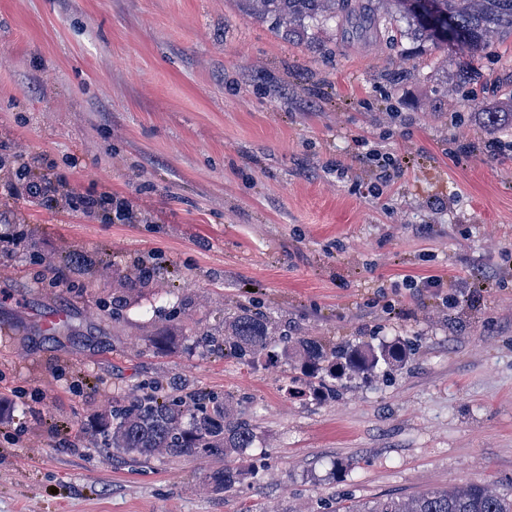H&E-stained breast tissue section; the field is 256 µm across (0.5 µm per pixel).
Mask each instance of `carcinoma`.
Segmentation results:
<instances>
[{
	"label": "carcinoma",
	"instance_id": "obj_1",
	"mask_svg": "<svg viewBox=\"0 0 512 512\" xmlns=\"http://www.w3.org/2000/svg\"><path fill=\"white\" fill-rule=\"evenodd\" d=\"M251 17L270 23L290 36L306 22L342 24L355 22L365 31L378 33L379 11L389 19L406 21L421 40L440 49L466 53L468 62L460 81L481 80L475 58L485 53L490 39L512 36V0H238ZM491 131L512 128V98L501 110L482 112ZM99 267L93 254L69 256L66 269L91 275ZM192 343L207 351L255 365L283 357L301 372L291 377L314 395L335 397L338 383L346 376L364 385L373 383L380 366L401 367L407 348L394 342L354 345L327 342L322 338L292 335L262 312L242 305L224 314V332L195 333ZM107 447L132 458L156 455L222 461L207 474L214 493H224L240 484L246 470L235 465L258 440L255 426L230 398L197 395L184 401L157 394L133 392L112 406V412L97 419ZM342 512H512V498L500 496L487 484L467 483L451 489H432L410 497H385L364 503H349Z\"/></svg>",
	"mask_w": 512,
	"mask_h": 512
}]
</instances>
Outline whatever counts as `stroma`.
Here are the masks:
<instances>
[{"label":"stroma","instance_id":"obj_1","mask_svg":"<svg viewBox=\"0 0 512 512\" xmlns=\"http://www.w3.org/2000/svg\"><path fill=\"white\" fill-rule=\"evenodd\" d=\"M459 60L402 21L283 38L236 0H0V512H334L471 482L512 496V130L474 117L512 97V38L477 62L491 84L460 83ZM21 162L125 200L133 222L11 195ZM85 251L97 272L56 281ZM145 272L151 294L113 312ZM241 304L412 354L336 398L291 395L285 362L181 339ZM59 311L75 332L53 341L40 320ZM155 380L232 396L260 435L252 475L215 494L211 461L107 450L94 416Z\"/></svg>","mask_w":512,"mask_h":512}]
</instances>
